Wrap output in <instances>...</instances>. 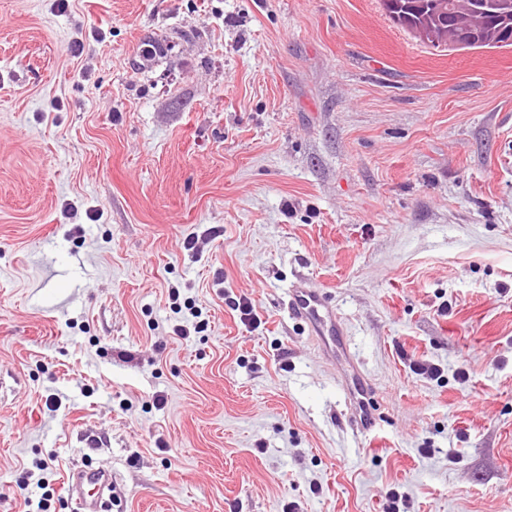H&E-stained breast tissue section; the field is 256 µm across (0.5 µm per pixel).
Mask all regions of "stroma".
Instances as JSON below:
<instances>
[{
    "instance_id": "35a3bbf8",
    "label": "stroma",
    "mask_w": 512,
    "mask_h": 512,
    "mask_svg": "<svg viewBox=\"0 0 512 512\" xmlns=\"http://www.w3.org/2000/svg\"><path fill=\"white\" fill-rule=\"evenodd\" d=\"M86 463L112 512H512V49L380 0H0V512ZM288 310L313 336H318L324 346L329 344L327 336L336 335V312L328 297L302 281L290 289ZM348 391L357 405L351 416L352 427L357 434L360 433V436H366L364 432L371 426L372 421V413L370 411V400H372V397L361 387L357 388L355 385Z\"/></svg>"
}]
</instances>
